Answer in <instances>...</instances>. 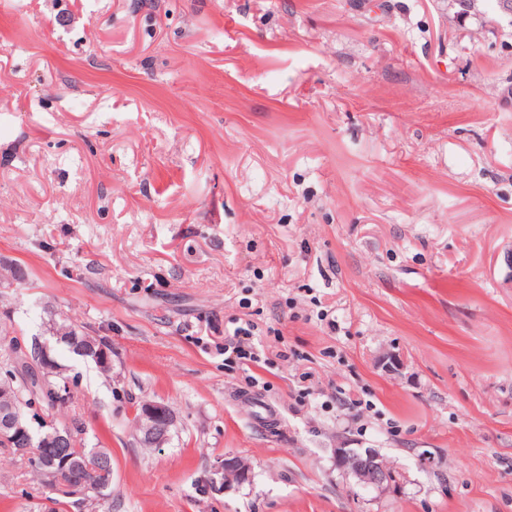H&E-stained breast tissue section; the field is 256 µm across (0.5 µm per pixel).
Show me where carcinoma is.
<instances>
[{"label":"carcinoma","mask_w":512,"mask_h":512,"mask_svg":"<svg viewBox=\"0 0 512 512\" xmlns=\"http://www.w3.org/2000/svg\"><path fill=\"white\" fill-rule=\"evenodd\" d=\"M49 323L50 330L59 335L60 342L70 352L93 361L102 372L112 373V362L101 360V355L98 354V349L104 342L85 333L66 319L52 318ZM14 341V332L6 328L0 329V374L9 373L15 378L14 390L1 392L0 401L14 403L23 418H38L35 413L37 406L48 413L64 411L76 396L77 385L65 389L64 379L59 374L43 369L42 352L39 351L37 342L31 343L28 348L30 357L27 358L17 350ZM66 428L71 439V455L82 466L95 465L101 455L110 456L105 448L87 439L85 425L80 420H71Z\"/></svg>","instance_id":"1"}]
</instances>
